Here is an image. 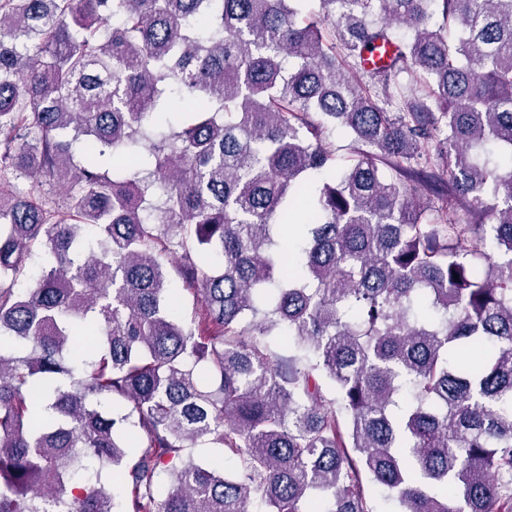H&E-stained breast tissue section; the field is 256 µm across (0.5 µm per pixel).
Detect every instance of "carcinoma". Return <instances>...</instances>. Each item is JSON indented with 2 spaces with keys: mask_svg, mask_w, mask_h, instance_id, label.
Here are the masks:
<instances>
[{
  "mask_svg": "<svg viewBox=\"0 0 512 512\" xmlns=\"http://www.w3.org/2000/svg\"><path fill=\"white\" fill-rule=\"evenodd\" d=\"M318 2L0 0V512H512V0ZM196 460L217 461L224 470L232 471L237 468V459L225 452L224 447L214 444H201L191 449Z\"/></svg>",
  "mask_w": 512,
  "mask_h": 512,
  "instance_id": "1",
  "label": "carcinoma"
}]
</instances>
